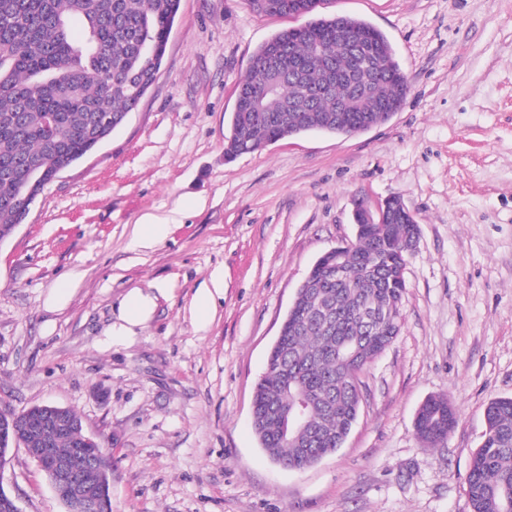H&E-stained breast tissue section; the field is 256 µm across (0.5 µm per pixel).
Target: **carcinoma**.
<instances>
[{"label":"carcinoma","instance_id":"1","mask_svg":"<svg viewBox=\"0 0 512 512\" xmlns=\"http://www.w3.org/2000/svg\"><path fill=\"white\" fill-rule=\"evenodd\" d=\"M266 15L309 17L276 33L252 61L237 87L248 97L265 84L279 89L250 111L235 105L225 156L261 150L278 138L311 131L358 132L355 119L378 117L381 105L402 100L408 78L387 37L349 16L354 46L336 39V18L316 13L323 0H250ZM180 0H0V239L27 215L14 181L36 164L43 179L33 195L95 149L113 131L103 120L137 110L159 72ZM298 63L295 75L288 67ZM352 75L370 85L353 98L345 125L336 105L352 98ZM59 116L52 129L43 115ZM408 224H358L341 253L318 258L270 349L271 370L259 378L253 426L275 461L296 469L335 453L357 421L360 374L393 342L406 290ZM486 430L465 478L471 512H512V397L485 409ZM456 422L448 399L431 397L417 411L414 432L428 446L448 436ZM78 434L60 437L50 455L78 449Z\"/></svg>","mask_w":512,"mask_h":512}]
</instances>
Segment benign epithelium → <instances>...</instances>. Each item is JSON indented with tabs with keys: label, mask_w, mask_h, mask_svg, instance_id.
Returning a JSON list of instances; mask_svg holds the SVG:
<instances>
[{
	"label": "benign epithelium",
	"mask_w": 512,
	"mask_h": 512,
	"mask_svg": "<svg viewBox=\"0 0 512 512\" xmlns=\"http://www.w3.org/2000/svg\"><path fill=\"white\" fill-rule=\"evenodd\" d=\"M366 216L373 222L376 218L396 214L397 218L410 223H416L415 217L407 210L397 197H389L371 208L356 202L353 207V218L358 214ZM27 424L36 429L50 428L59 436L73 432L82 434L83 448L86 449L84 458L63 457L56 460L46 471L50 482L65 504L67 512H109L107 498L98 491L100 485L107 483L105 472L106 451L102 443L83 433L81 420L71 414V409L59 405L39 404L24 412ZM16 416L9 411L0 410V463L13 447L24 445L16 432Z\"/></svg>",
	"instance_id": "obj_1"
}]
</instances>
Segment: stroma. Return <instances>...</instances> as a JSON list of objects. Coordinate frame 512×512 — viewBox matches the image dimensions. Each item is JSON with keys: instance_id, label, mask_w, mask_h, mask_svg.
<instances>
[{"instance_id": "obj_1", "label": "stroma", "mask_w": 512, "mask_h": 512, "mask_svg": "<svg viewBox=\"0 0 512 512\" xmlns=\"http://www.w3.org/2000/svg\"><path fill=\"white\" fill-rule=\"evenodd\" d=\"M381 30L409 92L350 135L308 132L224 158L239 82L289 17L180 0L138 109L65 169L0 242V409L75 411L105 446L112 512H471L484 411L512 397V0H325ZM419 224L398 336L362 372L342 448L303 471L252 428L254 387L298 288L353 241V201ZM169 225L141 246L144 218ZM224 276L207 326L198 289ZM164 289L133 341L106 336L128 291ZM58 304H51L53 294ZM447 397L437 447L413 422ZM20 512H65L24 448L0 467ZM455 422V410L448 399L431 397L417 411L414 432L422 443L435 446L448 436Z\"/></svg>"}]
</instances>
